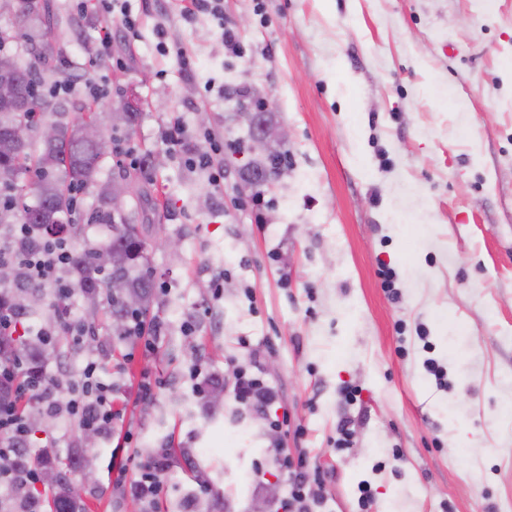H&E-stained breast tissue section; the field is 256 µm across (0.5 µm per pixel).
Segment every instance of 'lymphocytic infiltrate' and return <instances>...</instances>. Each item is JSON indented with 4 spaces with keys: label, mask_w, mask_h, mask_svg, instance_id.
<instances>
[{
    "label": "lymphocytic infiltrate",
    "mask_w": 512,
    "mask_h": 512,
    "mask_svg": "<svg viewBox=\"0 0 512 512\" xmlns=\"http://www.w3.org/2000/svg\"><path fill=\"white\" fill-rule=\"evenodd\" d=\"M71 253L70 239L65 235L52 236L32 224H17L11 236L0 246V264L12 267L16 274L32 285L48 287L55 303H66L72 291L65 278ZM100 363L87 358L77 376L67 384L66 396H59L54 379L45 375H22L20 367L0 362V378L19 379V401L0 403V487L15 490L40 481L38 472L20 461L19 449L28 436L27 419L19 409L20 400L37 399L43 412L52 418L77 419L81 428L99 435H111L122 419L115 409L114 383L103 380ZM280 466L288 476L289 495L284 512H322L326 497L318 489L320 476L305 471L304 458L282 455ZM163 458L142 463L129 491L147 505L166 496L168 485L162 473Z\"/></svg>",
    "instance_id": "lymphocytic-infiltrate-1"
}]
</instances>
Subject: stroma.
I'll return each instance as SVG.
<instances>
[{
    "label": "stroma",
    "instance_id": "35a3bbf8",
    "mask_svg": "<svg viewBox=\"0 0 512 512\" xmlns=\"http://www.w3.org/2000/svg\"><path fill=\"white\" fill-rule=\"evenodd\" d=\"M52 3L65 63L44 101L71 119L85 81L110 85L93 103L107 142L98 182L164 157L126 205L157 286V338L148 351L109 328L91 345L59 336L45 372L99 359L122 428L86 447L76 420L49 419L27 459L84 448L81 512H252L273 483L268 512H281L284 452L321 472L329 512H364V483L366 512H512V0H223V20L191 23L190 0H127L131 32ZM226 25L241 56L224 50ZM63 80L73 92L54 94ZM255 87L289 131L259 213L239 194L263 158L239 118ZM132 91L135 125L111 123ZM177 120L196 141L223 132L222 190L166 143ZM78 197L76 250L109 234L90 221L95 191ZM240 370L274 389L265 412L234 400ZM214 379L216 410L202 391ZM285 414L304 434L272 445L268 422ZM161 453L168 497L150 509L115 478Z\"/></svg>",
    "mask_w": 512,
    "mask_h": 512
}]
</instances>
